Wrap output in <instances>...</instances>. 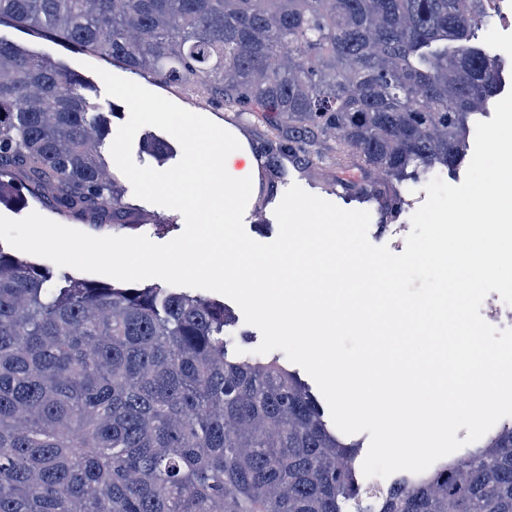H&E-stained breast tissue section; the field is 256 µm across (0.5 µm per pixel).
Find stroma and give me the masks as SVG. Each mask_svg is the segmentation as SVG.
<instances>
[{
	"mask_svg": "<svg viewBox=\"0 0 512 512\" xmlns=\"http://www.w3.org/2000/svg\"><path fill=\"white\" fill-rule=\"evenodd\" d=\"M480 36L489 52L502 60L504 88L508 91L512 90V23L508 22L504 16L494 17L481 31ZM0 39L25 44L35 50L49 53L65 62L71 69L89 78L95 86L92 101L98 104L102 111L111 112L113 127L117 128L123 125L129 117V111L124 102L107 95L104 83L98 75L99 70L102 69L134 81L183 108L206 116L223 128L236 132L248 144L260 166L254 199L252 204L247 206L244 214L245 229L257 241L267 243L276 238L278 222L274 211L285 192L293 184L344 209L359 210L363 207L362 202L357 199L325 190L322 177L309 174L294 159L286 158L282 161L288 171L287 180L269 179L264 168L266 128L263 125L246 121L233 110L211 105L207 94L199 87L162 84L151 74L131 72L110 58L88 53L74 44L42 39L38 35L16 27L11 20L6 18L0 20ZM406 194L410 202L409 210L404 211L397 221L389 224L384 223L379 212H372L368 230V237L373 244L388 245L392 252L398 254L405 249V238L411 230L410 218L413 209L418 208L427 198L424 181L408 182ZM125 200L135 212L141 214L142 220L135 228L130 229L124 227L122 215H115L112 219V235H144L154 243L164 244L182 233L184 219L179 212L143 201L131 193L126 194Z\"/></svg>",
	"mask_w": 512,
	"mask_h": 512,
	"instance_id": "obj_1",
	"label": "stroma"
}]
</instances>
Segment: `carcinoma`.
<instances>
[{
  "label": "carcinoma",
  "mask_w": 512,
  "mask_h": 512,
  "mask_svg": "<svg viewBox=\"0 0 512 512\" xmlns=\"http://www.w3.org/2000/svg\"><path fill=\"white\" fill-rule=\"evenodd\" d=\"M484 0H0L30 32L167 85H197L267 129L279 158L405 209V182L455 170L499 93ZM45 53L0 40V203L128 209L100 147L108 113ZM224 304L55 274L0 248V512H348L359 443L336 436L277 355L233 348ZM357 512H512V420L397 479Z\"/></svg>",
  "instance_id": "obj_1"
}]
</instances>
